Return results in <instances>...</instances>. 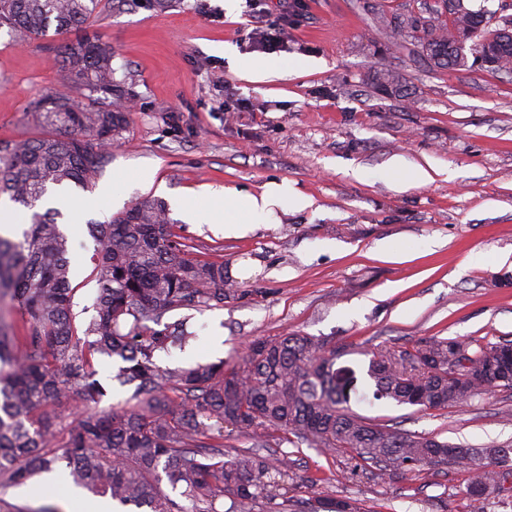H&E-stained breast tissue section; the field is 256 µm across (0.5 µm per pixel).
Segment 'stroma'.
I'll use <instances>...</instances> for the list:
<instances>
[{
	"instance_id": "35a3bbf8",
	"label": "stroma",
	"mask_w": 512,
	"mask_h": 512,
	"mask_svg": "<svg viewBox=\"0 0 512 512\" xmlns=\"http://www.w3.org/2000/svg\"><path fill=\"white\" fill-rule=\"evenodd\" d=\"M439 0H300L277 58L286 78L240 77L235 62L257 61L244 38V8L224 0H109L88 34L112 50L131 119L92 190H51L68 237L73 311L92 316V222L146 197L164 200L193 257L224 262L234 297L192 312L195 340L161 365L238 362L256 340L285 333L324 336L346 348L337 359L358 378L351 407L371 422L470 448L512 445V390L440 409L369 397L368 353L438 336L480 343L512 340V77L479 68L436 69L413 59L377 27L380 15H429ZM230 44L232 57L218 52ZM387 68L406 78L403 97L377 95L370 77ZM78 97L55 61L54 44L0 29V141L35 139L46 127L29 105L41 95ZM253 109L235 111L238 99ZM431 164L432 182L400 186L384 175L391 158ZM153 172L138 180L140 169ZM288 181L313 205L257 224L241 236L201 223L204 187L257 193ZM125 186L120 202L105 196ZM399 242L402 255L378 251ZM438 246L427 249L428 241ZM289 453L295 494L329 493L362 512H466L468 475L451 464L411 477L369 467L352 474L347 454L267 434V453ZM7 502L55 512H88L90 495L70 501L9 489Z\"/></svg>"
}]
</instances>
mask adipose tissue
Here are the masks:
<instances>
[{
	"label": "adipose tissue",
	"mask_w": 512,
	"mask_h": 512,
	"mask_svg": "<svg viewBox=\"0 0 512 512\" xmlns=\"http://www.w3.org/2000/svg\"><path fill=\"white\" fill-rule=\"evenodd\" d=\"M196 198L207 223L223 225L228 236L238 234L241 225L275 224L280 214L303 210L313 204L310 197L284 181L268 183L256 194L240 195L229 188L204 189Z\"/></svg>",
	"instance_id": "ef3b65f1"
}]
</instances>
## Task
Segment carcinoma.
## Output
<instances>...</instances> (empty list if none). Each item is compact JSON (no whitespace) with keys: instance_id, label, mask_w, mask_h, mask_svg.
I'll use <instances>...</instances> for the list:
<instances>
[{"instance_id":"obj_1","label":"carcinoma","mask_w":512,"mask_h":512,"mask_svg":"<svg viewBox=\"0 0 512 512\" xmlns=\"http://www.w3.org/2000/svg\"><path fill=\"white\" fill-rule=\"evenodd\" d=\"M101 0H0V28L21 37H62L56 46L64 77L88 100L44 96L29 108L55 133L0 142V196L29 211L18 240L0 235V302L22 308L21 321L0 317V493L26 484L57 462L73 483L136 512H255L260 500H281L280 512H359L347 499L288 495V454L272 459L253 450L224 453V428L260 443L273 428L308 446L342 451L364 467L411 474L451 462L470 474V512H485L486 496L512 478V448H463L433 437L376 424L348 408L353 382L335 368L340 350L327 337L286 334L249 345L239 365L199 362L163 368L158 359L191 338L175 311L216 309L235 289L224 263L194 259L180 241L167 204L146 198L90 225L98 295L89 321L72 311L67 237L59 212H40L50 185L95 184L110 162L112 141L130 112L112 51L88 34ZM448 23L434 12L378 17L381 29L415 36L412 52L430 66H477L512 76V16L467 9L443 0ZM498 27L490 29L492 22ZM471 54H466L465 50ZM382 96L405 92V78L374 72ZM512 341L474 343L423 339L409 349L370 358L367 383L374 399L397 405H462L497 388L512 389ZM117 364L112 377L131 390L125 406H97L106 396L94 361ZM75 395L86 410L66 429L44 414L56 399ZM181 489L187 510L163 488Z\"/></svg>"}]
</instances>
